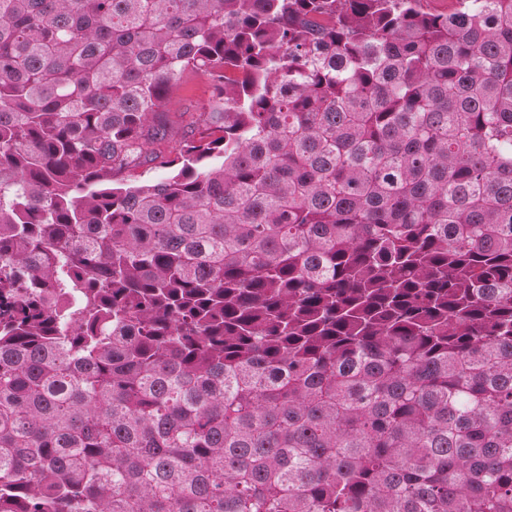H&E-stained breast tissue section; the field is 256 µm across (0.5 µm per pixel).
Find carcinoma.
Masks as SVG:
<instances>
[{
	"mask_svg": "<svg viewBox=\"0 0 512 512\" xmlns=\"http://www.w3.org/2000/svg\"><path fill=\"white\" fill-rule=\"evenodd\" d=\"M451 2L0 0V512H512V0ZM211 97L212 89L205 79L197 76L184 79L167 100L165 108L174 129V139L157 144L155 148L164 154L173 151L175 141L187 130V123L202 112V107L209 104Z\"/></svg>",
	"mask_w": 512,
	"mask_h": 512,
	"instance_id": "1",
	"label": "carcinoma"
}]
</instances>
